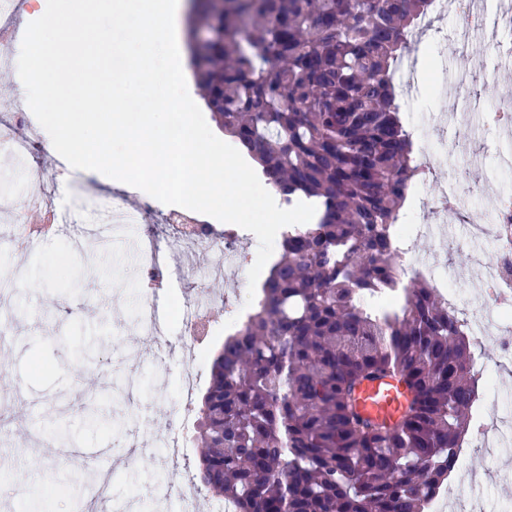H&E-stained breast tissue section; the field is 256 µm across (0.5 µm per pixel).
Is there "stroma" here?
<instances>
[{"label": "stroma", "mask_w": 512, "mask_h": 512, "mask_svg": "<svg viewBox=\"0 0 512 512\" xmlns=\"http://www.w3.org/2000/svg\"><path fill=\"white\" fill-rule=\"evenodd\" d=\"M446 55L444 80L428 82L424 69L415 71L411 103L402 107L404 124L422 139L427 127L450 113L448 91L457 87L459 65L453 49L428 39L412 45L411 57L423 51ZM26 134L41 151L36 164L46 188L65 186L67 193L53 203L83 214L100 197L122 192L131 195L133 208L148 207L149 218L126 225L120 232L100 236L96 224H58L39 235L35 254L11 249L9 241L24 222L20 213L0 215V276L24 280L22 288L0 297V313L9 320L11 338L0 343V469L11 481L0 485V501L15 503L18 489L29 490L28 512H175L174 500L163 492L190 475L200 450L195 441L175 456L167 455L164 441L178 411L196 416L209 382L215 352L244 317V310L216 307L210 335L193 359L183 360L172 349L181 341V322L175 307L184 297L183 267L193 261L206 268L209 256H193L169 249L160 223L165 204L130 185L94 171L77 170L67 162L47 166L55 149L36 118H29ZM498 136L492 129H475L457 152L430 146L433 172L413 191L405 208L410 224H433L436 216L419 208L418 197L439 199L450 175L466 172L483 192L467 200L464 211L449 214L446 231L461 233L468 212L491 213L500 191L512 192V175L498 170L489 148ZM156 226L155 244L169 270L168 282L154 291L162 313V340L146 335L138 316L144 285L137 274V249L149 226ZM418 256L435 258L449 273V287L470 293L477 272L462 250L442 248L437 240L419 238ZM198 373L190 408H182L180 383L186 370ZM97 413L90 423L87 412ZM106 473V492L93 489L86 471ZM502 460L470 450L455 472L453 488L459 497L480 493L487 512H512V481L504 476ZM481 478L472 486L470 473Z\"/></svg>", "instance_id": "stroma-1"}]
</instances>
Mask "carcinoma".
<instances>
[{
    "label": "carcinoma",
    "instance_id": "carcinoma-1",
    "mask_svg": "<svg viewBox=\"0 0 512 512\" xmlns=\"http://www.w3.org/2000/svg\"><path fill=\"white\" fill-rule=\"evenodd\" d=\"M232 2L194 19L199 86L282 199L320 214L288 228L212 360L194 480L236 512H428L477 404L472 342L437 287L401 286L392 234L426 172L389 75L429 0ZM377 376L408 393L394 425L356 409Z\"/></svg>",
    "mask_w": 512,
    "mask_h": 512
}]
</instances>
